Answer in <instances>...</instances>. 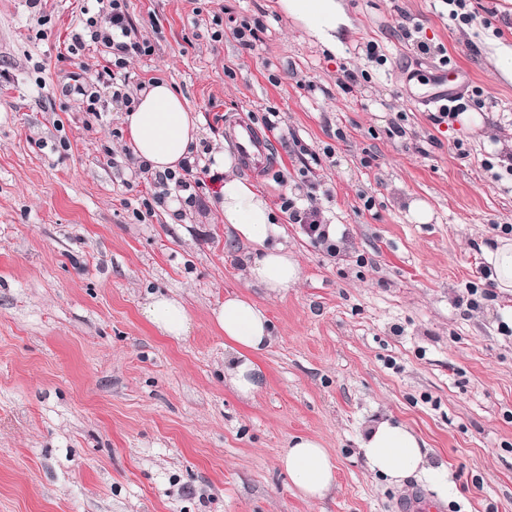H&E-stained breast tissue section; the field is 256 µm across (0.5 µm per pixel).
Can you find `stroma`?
I'll return each mask as SVG.
<instances>
[{"instance_id": "stroma-1", "label": "stroma", "mask_w": 512, "mask_h": 512, "mask_svg": "<svg viewBox=\"0 0 512 512\" xmlns=\"http://www.w3.org/2000/svg\"><path fill=\"white\" fill-rule=\"evenodd\" d=\"M125 2L152 47L127 61L129 96L169 83L213 150L229 121L255 123L272 167L249 182L277 205L315 193L340 253L287 225L299 283L251 285L252 248L213 210L216 183L174 216L124 166L110 90L96 116L69 92L70 73L110 57L100 43L65 57L79 0H0V512H395L416 488L446 512H512V293L485 279L477 247L512 225V0H468L459 26L444 0H336L335 48L282 0ZM244 21L262 24L250 50L230 33ZM447 64L484 128L434 124L438 105L418 101ZM290 131L316 163L286 152ZM414 199L430 223L409 221ZM154 293L183 302L185 339L142 318ZM231 294L274 325L252 400L224 382L212 314ZM382 415L423 438L447 494L369 473L359 437ZM295 435L336 463L323 499L294 494L279 465Z\"/></svg>"}]
</instances>
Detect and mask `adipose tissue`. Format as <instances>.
Masks as SVG:
<instances>
[{"label":"adipose tissue","mask_w":512,"mask_h":512,"mask_svg":"<svg viewBox=\"0 0 512 512\" xmlns=\"http://www.w3.org/2000/svg\"><path fill=\"white\" fill-rule=\"evenodd\" d=\"M124 122L134 155L157 173L178 170L199 143L198 116L162 81L139 92ZM213 159L214 169L224 172L214 204L224 224L252 246L249 281L275 294L293 287L301 278V267L284 242L285 228L277 223L272 203L237 175L236 161L228 152L215 153ZM479 249L489 279L499 290L512 293V237H494ZM140 313L160 335L179 340L190 332V316L178 298L150 297ZM213 319L224 334V376L229 386L239 397L253 398L262 379L259 359L272 340L269 318L250 298L230 295L214 310ZM360 448L368 470L391 483L426 470L425 444L406 424L387 418L371 421L361 436ZM280 466L302 499L323 498L334 486L335 465L316 438L292 437Z\"/></svg>","instance_id":"adipose-tissue-1"}]
</instances>
